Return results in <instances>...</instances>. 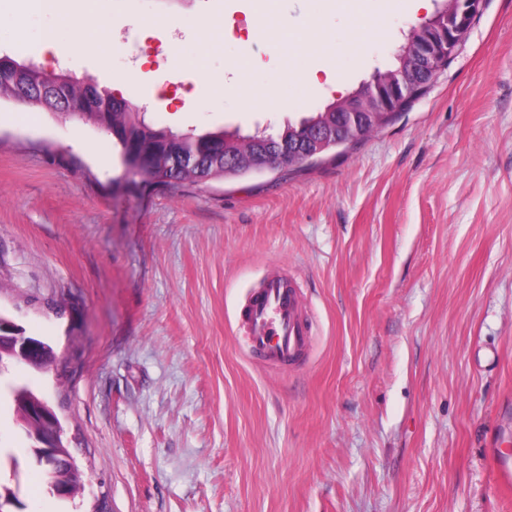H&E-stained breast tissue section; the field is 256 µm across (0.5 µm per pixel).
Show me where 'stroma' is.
<instances>
[{
    "label": "stroma",
    "mask_w": 512,
    "mask_h": 512,
    "mask_svg": "<svg viewBox=\"0 0 512 512\" xmlns=\"http://www.w3.org/2000/svg\"><path fill=\"white\" fill-rule=\"evenodd\" d=\"M101 8L121 42L106 58L81 47L95 31L0 0V54L112 73L160 127L243 135L338 97L295 81L307 54L248 36L251 20H315L349 91L432 15L407 0ZM231 64L237 85L217 87ZM276 275L313 323L287 369L239 335ZM0 314L56 353L0 385L48 401L84 482L53 496L0 399V481L25 512H512L495 465L512 453V0H485L426 93L368 138L260 175L137 187L111 135L0 100Z\"/></svg>",
    "instance_id": "35a3bbf8"
}]
</instances>
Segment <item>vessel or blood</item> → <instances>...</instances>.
Segmentation results:
<instances>
[{
    "label": "vessel or blood",
    "instance_id": "obj_1",
    "mask_svg": "<svg viewBox=\"0 0 512 512\" xmlns=\"http://www.w3.org/2000/svg\"><path fill=\"white\" fill-rule=\"evenodd\" d=\"M241 321L253 358L287 367L305 355L311 323L300 304L298 289L281 277L264 281L246 304Z\"/></svg>",
    "mask_w": 512,
    "mask_h": 512
}]
</instances>
